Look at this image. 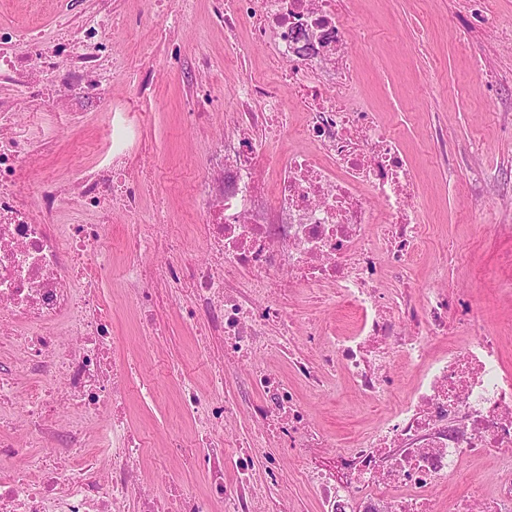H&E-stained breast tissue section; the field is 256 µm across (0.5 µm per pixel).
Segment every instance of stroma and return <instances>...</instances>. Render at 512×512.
Returning <instances> with one entry per match:
<instances>
[{"instance_id":"obj_1","label":"stroma","mask_w":512,"mask_h":512,"mask_svg":"<svg viewBox=\"0 0 512 512\" xmlns=\"http://www.w3.org/2000/svg\"><path fill=\"white\" fill-rule=\"evenodd\" d=\"M351 50L360 73L359 93L377 117L396 125V132L418 171V208L427 227L409 284L423 288L434 280L439 254L466 245V266L448 272L452 288L471 289L473 305L484 312L488 331L499 333L504 352V371L512 374V294L496 282L503 259L512 253V240L499 235L497 227L512 225V212L497 204L500 196H512V129L499 123V114L512 107V43L488 33L484 12L495 15L502 28L512 30V0H353ZM211 0H195V9L180 28L185 45L177 67L162 71L145 96L129 95L116 86L117 101L140 119L139 138L129 156L135 166L148 167L150 179L141 206L150 210L157 194H166L171 223L177 224L190 253H200L203 229L195 216L196 204L187 191L189 182L205 172L204 149L196 130L182 118L184 81L196 54L213 62L212 75L224 99L223 111L213 123L224 127L233 110V77L224 74V31L211 21ZM448 131L451 167L432 158L433 129ZM61 117L41 113L31 127L34 137L49 147L48 165L62 177L77 176L65 163L69 144L95 141L87 152L84 168L96 166L108 151V135L99 118L90 116L74 123L69 136H61ZM105 293L114 306L113 327L129 351L140 358L138 375L150 380L157 392L154 403L135 406L132 427L146 447L170 457L169 470L145 462L144 482L164 493L171 479H180L198 493H205L207 478L198 468L180 463L175 447L193 441L195 429L179 406L176 383L181 374H194L199 388H207L206 355L192 340L193 329L181 318L189 298L164 284L155 286L154 320L164 334L146 343L133 305L123 294L118 272L106 273ZM299 320L317 321L346 331L358 317L348 307L317 304L303 290L294 300ZM314 421L322 426L337 447L349 445L368 431L376 418L369 413L344 375H337L334 390L306 395ZM498 461L486 457L463 463L448 480L443 497L486 493Z\"/></svg>"}]
</instances>
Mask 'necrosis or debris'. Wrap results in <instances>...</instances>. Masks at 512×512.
Returning <instances> with one entry per match:
<instances>
[{
  "label": "necrosis or debris",
  "mask_w": 512,
  "mask_h": 512,
  "mask_svg": "<svg viewBox=\"0 0 512 512\" xmlns=\"http://www.w3.org/2000/svg\"><path fill=\"white\" fill-rule=\"evenodd\" d=\"M117 0H96L91 15L61 13L47 25L39 9L0 23V420L21 410L22 434L0 433V512H292L275 492L280 460L254 458L268 440L293 457L320 512H512V376L502 368L499 336L455 290L433 286L382 292L386 273L406 277L421 237L416 173L398 138L351 91L359 74L348 52L347 0H211L223 27L225 67L252 49L264 71L242 72L231 127L203 139L219 182L194 189L204 227L202 256L170 232L168 213L139 225L127 251L124 291L153 334L157 281L184 292L185 318L203 348H219L208 393L180 381L197 437L187 453L206 473L207 494L174 483L170 497L142 481L144 448L126 413L155 390L134 382L130 356L112 327L101 274L112 264L105 227L113 211L138 218L143 182L129 161L138 135L134 112L112 105L114 78L146 92L144 64L116 58L112 32L167 19V0H143L128 19ZM250 41L236 42L239 28ZM210 59H194L185 94L191 127L221 104ZM64 107L72 118L105 116L109 160L63 186L43 169L45 149L24 128L31 114ZM301 113L302 123L291 120ZM308 145L283 151L264 191L260 134ZM252 276L250 287L237 275ZM306 288L322 302H343L360 317L341 335L299 328L294 296ZM467 330L469 341L433 353L431 339ZM318 345V360L296 338ZM286 357L290 375L264 355ZM420 369L410 393L352 447L337 448L302 396L330 390L344 372L365 401L385 400L391 360ZM244 374L246 391L224 393L225 370ZM250 412L255 432L230 426ZM496 455L490 492L460 495L440 509L436 494L466 460ZM234 477L225 480V469Z\"/></svg>",
  "instance_id": "necrosis-or-debris-1"
}]
</instances>
